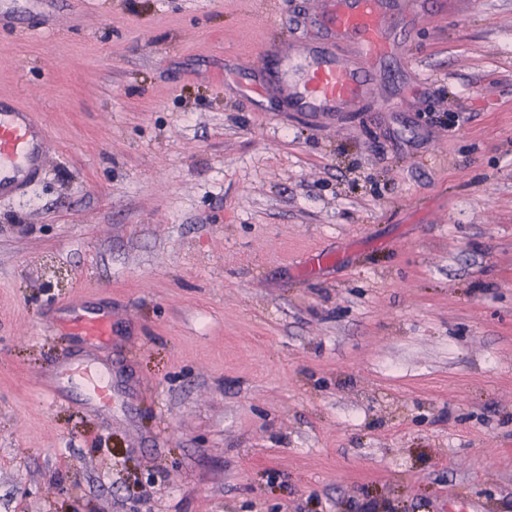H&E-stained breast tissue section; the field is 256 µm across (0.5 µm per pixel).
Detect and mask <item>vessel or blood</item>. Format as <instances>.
Instances as JSON below:
<instances>
[{
	"instance_id": "obj_1",
	"label": "vessel or blood",
	"mask_w": 512,
	"mask_h": 512,
	"mask_svg": "<svg viewBox=\"0 0 512 512\" xmlns=\"http://www.w3.org/2000/svg\"><path fill=\"white\" fill-rule=\"evenodd\" d=\"M411 15L403 0H322L314 20L317 40L280 49L266 42L267 65L239 83L241 95L272 99L290 112L333 118L354 111L375 88L378 66L397 52L396 31ZM49 130L39 112L0 98V198L25 194L43 175ZM74 335L108 341L112 314L106 309L72 310ZM80 377L99 404L112 400L111 386L90 369Z\"/></svg>"
}]
</instances>
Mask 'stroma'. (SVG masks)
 Here are the masks:
<instances>
[{"label":"stroma","mask_w":512,"mask_h":512,"mask_svg":"<svg viewBox=\"0 0 512 512\" xmlns=\"http://www.w3.org/2000/svg\"><path fill=\"white\" fill-rule=\"evenodd\" d=\"M411 3L325 124L235 89L319 0H0L51 138L0 199V512H512V0ZM81 306L68 307L72 312L73 335L87 340L109 341L112 336V313L106 309L89 310ZM67 373L68 376L78 373L99 404L107 405L112 401V387L101 384L97 374L93 370L87 368H69Z\"/></svg>","instance_id":"stroma-1"}]
</instances>
